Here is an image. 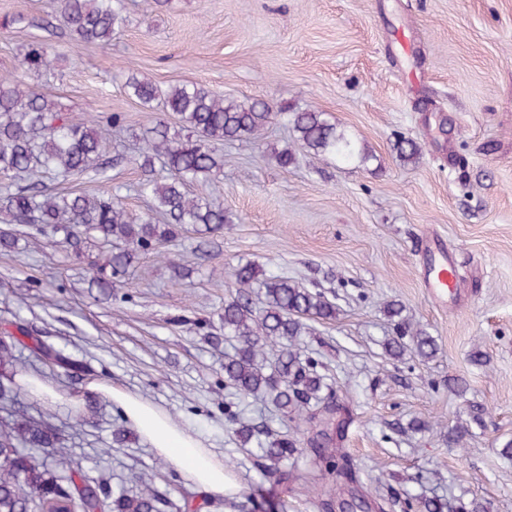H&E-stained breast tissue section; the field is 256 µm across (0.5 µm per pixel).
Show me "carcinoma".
<instances>
[{"label":"carcinoma","instance_id":"1","mask_svg":"<svg viewBox=\"0 0 512 512\" xmlns=\"http://www.w3.org/2000/svg\"><path fill=\"white\" fill-rule=\"evenodd\" d=\"M59 19L74 41L105 46L127 16L124 0H60ZM55 62L52 48L44 44L31 45L22 59L24 67L45 75L54 73ZM124 89L151 112L173 113L186 132H171L164 118L145 132V148L135 159L143 172L137 191L153 204L143 214L128 211L116 192L59 193L45 183L49 176L63 182L102 171L103 142L112 128L123 125L122 113L94 122L61 102L48 101L13 75L0 76V224H26L40 235L49 228L61 231L59 244L76 255L82 253L87 236L103 240L111 250L94 264L98 288L116 287L139 253L176 238L185 226L200 225L206 234L223 232L224 207L187 192L188 183L221 167L211 146L214 141L258 139L280 116L292 125L300 147L315 155L370 157L365 147L316 109L290 112L265 100L228 99L198 83L163 90L129 77ZM394 149L405 163L420 155L417 143L401 135ZM231 278L235 292L224 299L222 318L224 340L236 345L224 353V388L234 390L240 401L258 394L269 397L285 427L300 420L311 425L308 442L315 463L334 484L321 503L329 512L346 486L358 481V467L335 447L345 419L331 400L322 373L325 365L301 355L297 339L309 332L307 321L336 319V303L321 290L250 262L234 268ZM404 310L400 301L388 307L395 336L385 341L386 353L401 361L408 352L433 358L436 340L422 328L412 329ZM224 426L241 446L257 449L258 470L289 478L282 467L302 449L288 432L250 422L231 401L224 403ZM142 484L139 492L129 494L91 477L69 459L59 437L42 420L0 425V512H51L58 502L65 503L68 512H162L167 499L150 482ZM378 507L381 512H448L444 499L407 491L381 498Z\"/></svg>","mask_w":512,"mask_h":512}]
</instances>
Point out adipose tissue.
I'll return each instance as SVG.
<instances>
[{
  "label": "adipose tissue",
  "instance_id": "obj_1",
  "mask_svg": "<svg viewBox=\"0 0 512 512\" xmlns=\"http://www.w3.org/2000/svg\"><path fill=\"white\" fill-rule=\"evenodd\" d=\"M85 390L109 398L161 457L211 497L224 498L236 493L238 485L234 473L228 472L214 451L174 422L162 407L98 381L87 383Z\"/></svg>",
  "mask_w": 512,
  "mask_h": 512
}]
</instances>
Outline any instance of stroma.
<instances>
[{"label":"stroma","mask_w":512,"mask_h":512,"mask_svg":"<svg viewBox=\"0 0 512 512\" xmlns=\"http://www.w3.org/2000/svg\"><path fill=\"white\" fill-rule=\"evenodd\" d=\"M58 10L59 0H0V72L89 117L121 112L127 125L104 151L123 153L122 163L58 192L112 188L129 211L147 212L132 134L156 115L126 96L132 74L163 89L196 82L325 112L371 157L343 163L297 149L296 164L281 168L274 155L294 147L295 134L280 119L262 139L217 145L220 170L188 191L223 205V233L208 240L189 226L165 256L139 255L116 297L90 284L96 239L78 258L49 235L32 243L31 227L18 224L15 249L0 252V340L24 328L69 354L78 371L45 379L59 392L95 379L162 406L231 462L235 496L214 500L187 479L170 481L171 463L138 434L114 447L123 414L103 396L52 409L17 390L0 422L50 412L74 462L131 493L138 475L153 476L167 512L187 503L195 512H322L330 481L311 455L289 461L282 483L224 427V352L208 338L224 332L226 271L251 261L335 295L338 316L311 322L303 345L327 364L335 403L352 409L342 446L355 460L415 495L512 512V459L501 454L512 442V0H126L128 23L105 47L74 42ZM36 43L65 54L54 77L22 68ZM398 132L420 144L416 163L399 160ZM431 239L455 266V302L424 287ZM170 254L189 278L176 276ZM394 300L435 338V357L386 355ZM477 352L486 365L472 362ZM452 379L465 381L464 393L449 390ZM473 403L487 410L483 427L464 447L449 445ZM412 420L426 431L391 428Z\"/></svg>","instance_id":"obj_1"}]
</instances>
